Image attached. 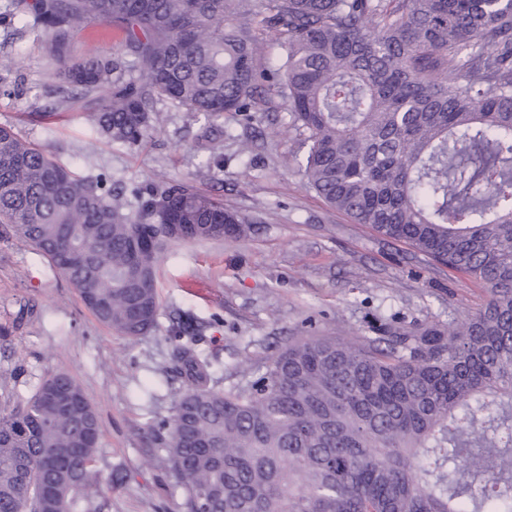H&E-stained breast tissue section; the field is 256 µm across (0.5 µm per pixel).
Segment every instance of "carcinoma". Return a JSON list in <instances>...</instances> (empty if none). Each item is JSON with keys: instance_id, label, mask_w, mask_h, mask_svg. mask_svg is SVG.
I'll use <instances>...</instances> for the list:
<instances>
[{"instance_id": "carcinoma-1", "label": "carcinoma", "mask_w": 512, "mask_h": 512, "mask_svg": "<svg viewBox=\"0 0 512 512\" xmlns=\"http://www.w3.org/2000/svg\"><path fill=\"white\" fill-rule=\"evenodd\" d=\"M238 0H7L39 29L106 138L138 149L157 101L215 120L261 86L309 132L308 186L358 224L488 288L476 312L390 325L361 342L302 336L255 378L208 384L180 325L185 390L152 431L186 512H512V0H264L281 65L257 69ZM118 57H70L93 24ZM125 193L80 178L0 126V224L29 241L99 322L131 339L158 325L173 241L241 236L224 203L185 183ZM81 387L46 376L0 407V512H77L101 482Z\"/></svg>"}]
</instances>
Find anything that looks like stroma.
Listing matches in <instances>:
<instances>
[{"mask_svg": "<svg viewBox=\"0 0 512 512\" xmlns=\"http://www.w3.org/2000/svg\"><path fill=\"white\" fill-rule=\"evenodd\" d=\"M39 31L0 24V126L45 147L80 177L109 185H192L249 225L241 237L172 244L158 272L159 325L137 339L100 324L71 285L11 231L0 229V395L31 396L63 372L95 406L97 468L84 512H185L170 464L150 429L184 392L170 370L173 326L200 330L215 359L211 387L253 377L255 366L308 334L360 341L380 324L462 317L484 285L410 245L354 223L308 188L306 131L285 100L259 93L254 109L214 121L161 102L160 121L136 151L105 139L59 107Z\"/></svg>", "mask_w": 512, "mask_h": 512, "instance_id": "stroma-1", "label": "stroma"}]
</instances>
